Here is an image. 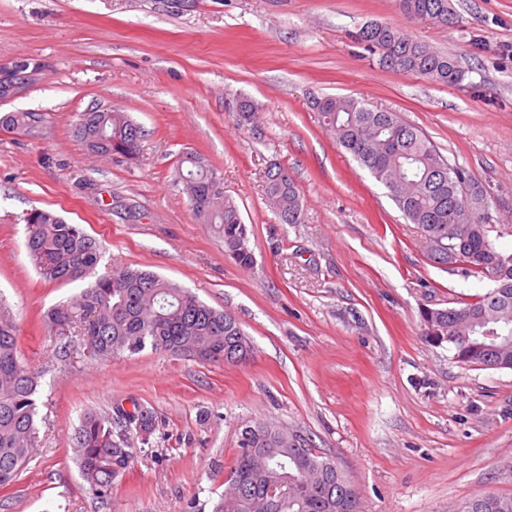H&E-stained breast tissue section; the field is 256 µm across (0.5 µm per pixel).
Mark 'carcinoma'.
<instances>
[{
  "label": "carcinoma",
  "instance_id": "obj_1",
  "mask_svg": "<svg viewBox=\"0 0 512 512\" xmlns=\"http://www.w3.org/2000/svg\"><path fill=\"white\" fill-rule=\"evenodd\" d=\"M398 5L411 21L454 24L449 0H398ZM355 39L379 55L384 68L444 85L464 77L453 57L391 24L368 22ZM313 109L336 142L389 191L405 218L450 250L452 257L438 264L451 263L493 282L485 294L455 306L421 309L425 339L448 344L464 364L512 369V255H504L498 245L512 238V224L494 223L491 193L395 112L374 111L348 97L318 99ZM41 121L36 112L0 117L1 125L23 131ZM75 133L99 154L134 157L141 150L142 128L118 110L82 113ZM177 181L196 220L224 239L225 253L243 268L253 266L247 225L207 160L184 155ZM265 198L280 223H303L301 195L287 169L268 170ZM25 222L26 248L44 280L77 282L99 266V242L78 225L41 209L27 213ZM50 319L77 329L102 360L149 348L234 364L253 352L235 318L152 271L129 266L104 268L79 294L57 304ZM17 331L16 316L0 299V488L15 482L38 445L40 376L21 360ZM132 430L149 437L152 412L117 407L112 413L82 417L75 460L101 499L110 496L112 481L133 460L134 449L128 446ZM274 485L283 493L270 498L267 489ZM212 512H360V498L336 465L316 454L306 439L273 422L256 421L238 436L230 479ZM456 512H512V496L487 494L461 504Z\"/></svg>",
  "mask_w": 512,
  "mask_h": 512
}]
</instances>
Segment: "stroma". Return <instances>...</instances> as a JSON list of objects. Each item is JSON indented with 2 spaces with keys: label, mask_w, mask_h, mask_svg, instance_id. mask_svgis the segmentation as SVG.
<instances>
[{
  "label": "stroma",
  "mask_w": 512,
  "mask_h": 512,
  "mask_svg": "<svg viewBox=\"0 0 512 512\" xmlns=\"http://www.w3.org/2000/svg\"><path fill=\"white\" fill-rule=\"evenodd\" d=\"M451 26L412 22L397 0H0V76L17 73L0 115L37 112L31 133L0 128V293L18 349L40 372L39 445L0 512H210L242 426L264 419L308 438L357 490L361 512H452L512 496V370L459 363L428 343L419 310L492 283L427 256L387 190L339 147L313 99L348 96L418 127L450 164L490 187L512 222V0H449ZM377 20L454 56L448 86L380 67L352 35ZM31 68H23V61ZM250 98L255 123L237 122ZM103 105L144 131L135 159L75 137ZM205 157L248 225L244 269L198 223L176 170ZM288 169L305 221L265 202L271 165ZM81 225L103 264L155 271L240 322L238 365L144 350L94 358L49 309L81 285L43 281L24 217ZM138 405L148 440L96 497L76 464L83 414Z\"/></svg>",
  "instance_id": "35a3bbf8"
}]
</instances>
